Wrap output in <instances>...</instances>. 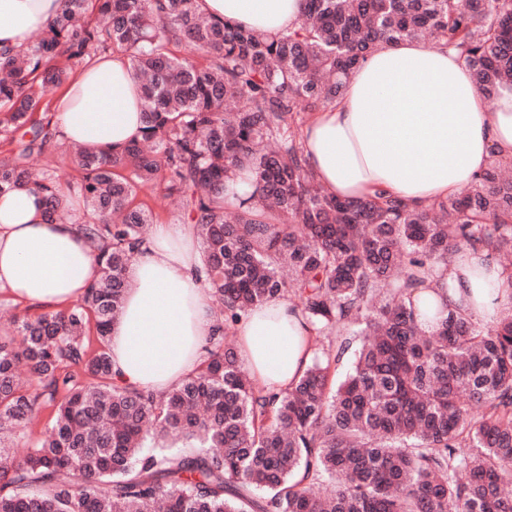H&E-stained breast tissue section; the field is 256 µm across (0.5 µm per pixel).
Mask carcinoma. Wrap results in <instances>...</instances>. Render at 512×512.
Segmentation results:
<instances>
[{
  "label": "carcinoma",
  "instance_id": "obj_1",
  "mask_svg": "<svg viewBox=\"0 0 512 512\" xmlns=\"http://www.w3.org/2000/svg\"><path fill=\"white\" fill-rule=\"evenodd\" d=\"M59 3L25 48L0 50V140L17 144L0 195L28 188L52 220H81L98 268L72 307L14 315L0 336V512H512V309L481 328L417 296L446 289L461 252L512 254V160L426 206L340 200L308 169L299 122L404 39L453 51L493 100L512 84V0H303L275 38L196 0ZM115 54L141 85L142 140L117 154L57 140L39 105ZM59 153L75 180L34 170ZM233 170L249 190L228 184ZM157 185L195 225L216 317L199 367L160 393L119 383L109 355L152 223L138 192ZM285 297L315 350L271 393L224 327ZM45 403L44 437L18 452Z\"/></svg>",
  "mask_w": 512,
  "mask_h": 512
}]
</instances>
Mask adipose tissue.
<instances>
[{"mask_svg": "<svg viewBox=\"0 0 512 512\" xmlns=\"http://www.w3.org/2000/svg\"><path fill=\"white\" fill-rule=\"evenodd\" d=\"M59 0H0V48L23 46L56 15ZM199 10L276 35L294 28L301 0H198ZM141 91L129 61L100 56L53 103L69 143L108 151L140 138ZM306 163L342 198L378 191L419 207L454 195L492 157L512 159V87L486 104L454 53L406 40L382 44L346 81L342 98L301 129ZM97 254L80 225L48 222L40 194L0 195V292L25 304L57 305L84 292ZM194 225H154L129 268L134 281L112 327V370L131 386L168 390L200 363L214 314ZM450 309L494 320L512 306V280L493 263L459 254L444 273ZM281 299L238 326L240 358L259 385L292 386L312 357L307 336Z\"/></svg>", "mask_w": 512, "mask_h": 512, "instance_id": "ef3b65f1", "label": "adipose tissue"}]
</instances>
